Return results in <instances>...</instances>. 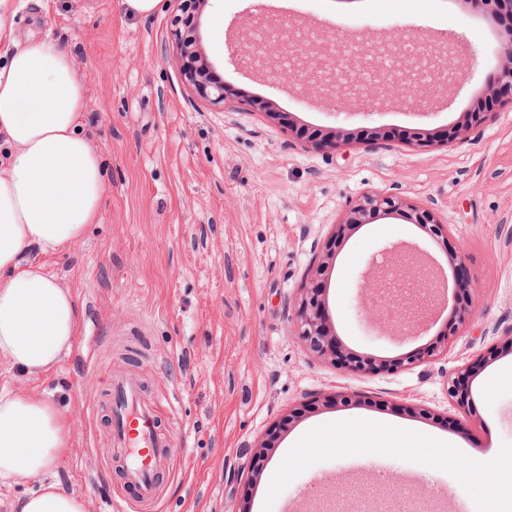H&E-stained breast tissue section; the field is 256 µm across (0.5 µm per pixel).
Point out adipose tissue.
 <instances>
[{
  "instance_id": "1",
  "label": "adipose tissue",
  "mask_w": 512,
  "mask_h": 512,
  "mask_svg": "<svg viewBox=\"0 0 512 512\" xmlns=\"http://www.w3.org/2000/svg\"><path fill=\"white\" fill-rule=\"evenodd\" d=\"M84 96L69 56L31 40L0 65V361L30 378L46 376L71 350L81 310L68 286L23 260L32 246L55 252L96 223L104 195L103 157L81 131ZM67 414L38 393L0 391V486L38 480L17 512H86L82 496L46 480L69 444Z\"/></svg>"
}]
</instances>
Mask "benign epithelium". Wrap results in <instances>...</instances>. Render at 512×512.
I'll return each mask as SVG.
<instances>
[{
    "label": "benign epithelium",
    "mask_w": 512,
    "mask_h": 512,
    "mask_svg": "<svg viewBox=\"0 0 512 512\" xmlns=\"http://www.w3.org/2000/svg\"><path fill=\"white\" fill-rule=\"evenodd\" d=\"M180 14L173 19L174 37L181 58V72L184 80L202 98L220 104L226 100L224 81L216 75L212 63L202 51L197 37L186 36L191 27L199 28V20L208 0H177ZM400 38L392 37L386 42L374 45H352L339 36L333 37L329 44L323 39L317 40L319 47L305 44L290 50L285 48L283 39L277 38L260 43L262 58L268 68L301 88L312 93H330L338 102L362 101L370 99L371 93L379 90L384 93L414 91L420 83L433 88L445 89L454 84L456 50L450 44L435 47L427 58L426 64L397 53ZM348 47L351 65L347 68L351 81L344 82L336 74L334 62L337 52ZM255 48L250 42H241L234 48L233 57L244 65L255 61ZM497 80L512 89V40L501 46ZM411 216L422 229H430L433 234L442 232L435 218L428 212L418 210L402 197L382 193H367L344 213L336 225L333 240L327 253L315 270V277L324 281L336 259V241L350 231L369 223L377 215ZM409 275L419 284V290L412 294L414 303L410 312L412 327L425 331L433 324L437 309L449 306V299L438 295V281L444 279L445 270L439 266H427L415 263L410 267ZM297 336L319 357L336 366L363 374L392 371L405 365H412L435 355L442 344L454 335L456 327L450 326L441 333L439 342L430 344L422 352L396 360L376 357L357 358L344 351L336 342L332 330L325 299L312 285L306 289L298 308Z\"/></svg>",
    "instance_id": "1"
}]
</instances>
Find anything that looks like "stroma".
<instances>
[{
  "instance_id": "stroma-1",
  "label": "stroma",
  "mask_w": 512,
  "mask_h": 512,
  "mask_svg": "<svg viewBox=\"0 0 512 512\" xmlns=\"http://www.w3.org/2000/svg\"><path fill=\"white\" fill-rule=\"evenodd\" d=\"M18 43L48 38L84 88V133L104 160L98 223L81 240L30 250L75 293L83 315L60 367L30 379L0 366V391H34L66 407L70 444L50 478L87 512H121L137 491L101 476L110 430L97 409L109 377L136 376L163 399L160 426L176 449L159 477L158 512H341L355 471L395 483L362 490L360 512H437L430 490L484 512L512 494V98H494L512 19L462 0H208L201 47L229 98L212 104L183 81L170 36L174 0L149 14L123 0H15ZM327 38L419 46L455 40L460 81L421 106L339 103L231 55L250 20ZM269 102L271 120L249 102ZM345 141L329 146L330 130ZM405 197L444 225L432 237L377 216L336 243L322 284L338 342L358 356L397 359L436 342L444 311L420 335L372 322L361 287L383 248L420 246L463 280L467 316L432 358L377 375L337 368L296 334L297 309L344 212L363 194ZM97 339L87 352L84 337ZM464 376L468 406L448 394ZM352 395L351 403L334 395ZM390 426L367 439L366 462L336 446V430ZM460 450L448 454L449 442ZM265 458H257L259 443ZM496 452L470 476L472 453ZM410 473L426 476L408 486Z\"/></svg>"
}]
</instances>
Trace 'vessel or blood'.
Returning a JSON list of instances; mask_svg holds the SVG:
<instances>
[{
    "label": "vessel or blood",
    "instance_id": "1",
    "mask_svg": "<svg viewBox=\"0 0 512 512\" xmlns=\"http://www.w3.org/2000/svg\"><path fill=\"white\" fill-rule=\"evenodd\" d=\"M137 392L138 384L132 377L112 384L108 400L110 446L104 460L119 461L125 484L135 487L140 503L149 504L156 498L159 471L173 443L158 432L155 408L141 405Z\"/></svg>",
    "mask_w": 512,
    "mask_h": 512
}]
</instances>
